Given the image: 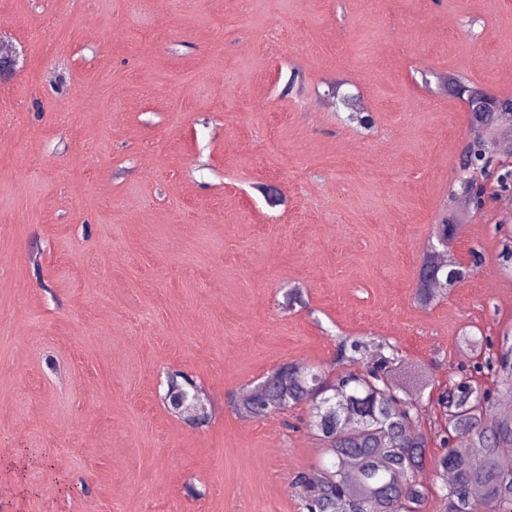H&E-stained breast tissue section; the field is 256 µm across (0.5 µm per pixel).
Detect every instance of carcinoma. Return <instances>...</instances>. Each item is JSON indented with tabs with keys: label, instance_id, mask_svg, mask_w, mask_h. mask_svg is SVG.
<instances>
[{
	"label": "carcinoma",
	"instance_id": "cac0c4a2",
	"mask_svg": "<svg viewBox=\"0 0 512 512\" xmlns=\"http://www.w3.org/2000/svg\"><path fill=\"white\" fill-rule=\"evenodd\" d=\"M336 102L347 120L369 129L374 119L354 105L349 95L336 92ZM486 164L494 156L466 141L461 163L472 165L478 155ZM442 264L441 252L428 251L419 269L416 298L432 305L444 287L428 278V270ZM477 265L453 261L448 278L458 284L473 275ZM368 344L360 339L344 341L340 357L354 368L335 377L318 367L290 365L277 369L257 384L242 389L235 400L238 412L250 418L280 414L293 406L310 407L309 426L326 452L331 467L320 477L296 476V490L306 512H416L425 496L418 476L425 468L428 438L419 429L411 399L401 398L396 349L378 344L370 361L361 363ZM168 409L185 421L194 415L195 388L178 370L168 372ZM512 396V338L495 346L485 343L479 360L463 379L439 394L437 406L444 417L438 437L444 453L435 463L442 480L448 512H512V410L498 406Z\"/></svg>",
	"mask_w": 512,
	"mask_h": 512
}]
</instances>
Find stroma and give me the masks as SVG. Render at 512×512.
<instances>
[{"label":"stroma","mask_w":512,"mask_h":512,"mask_svg":"<svg viewBox=\"0 0 512 512\" xmlns=\"http://www.w3.org/2000/svg\"><path fill=\"white\" fill-rule=\"evenodd\" d=\"M0 35L24 57L0 79V512H302L293 478L328 461L305 408L231 398L287 362L343 371L345 337L425 372L439 512L434 400L476 360L463 335L512 334V207L456 201L448 255L480 269L418 305L468 133L435 76L512 94V0H0ZM170 370L206 426L164 408ZM340 87L341 85L336 83V102L339 103V108L341 105L346 112H349L347 120L357 122V124L364 129H370L374 123L373 116L370 115V112L358 107V105L355 107L349 95L340 92ZM338 109L336 108V110ZM441 253V251L433 252L430 249L421 263L416 288V298L421 306L427 307L432 305L444 290V287L440 283H437L427 276L428 270L431 267L443 264L440 260L442 256Z\"/></svg>","instance_id":"obj_1"}]
</instances>
